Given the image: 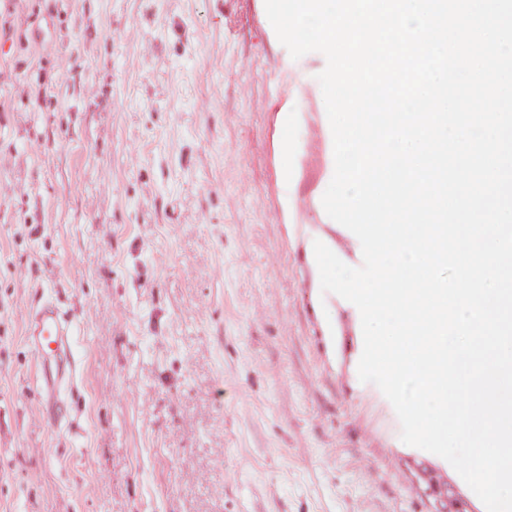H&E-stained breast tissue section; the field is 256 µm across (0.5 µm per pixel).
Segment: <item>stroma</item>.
Masks as SVG:
<instances>
[{
  "mask_svg": "<svg viewBox=\"0 0 512 512\" xmlns=\"http://www.w3.org/2000/svg\"><path fill=\"white\" fill-rule=\"evenodd\" d=\"M325 67L264 0H0V512H477L307 258L363 263L322 205ZM69 319L52 304L44 305L32 321L36 360L59 370L68 368L67 336Z\"/></svg>",
  "mask_w": 512,
  "mask_h": 512,
  "instance_id": "1",
  "label": "stroma"
}]
</instances>
